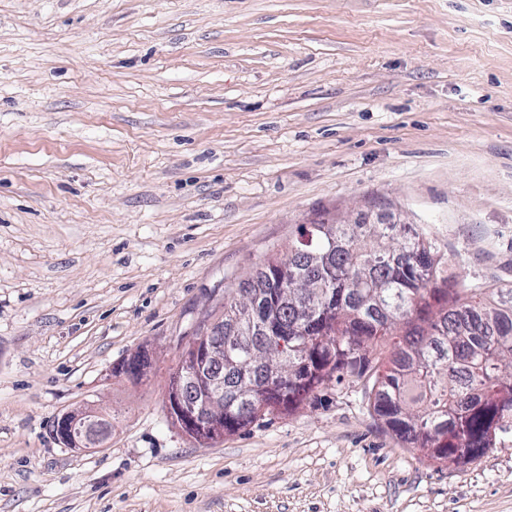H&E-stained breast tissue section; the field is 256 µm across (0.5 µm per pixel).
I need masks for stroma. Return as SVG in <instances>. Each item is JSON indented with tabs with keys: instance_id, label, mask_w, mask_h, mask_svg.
I'll return each instance as SVG.
<instances>
[{
	"instance_id": "stroma-1",
	"label": "stroma",
	"mask_w": 512,
	"mask_h": 512,
	"mask_svg": "<svg viewBox=\"0 0 512 512\" xmlns=\"http://www.w3.org/2000/svg\"><path fill=\"white\" fill-rule=\"evenodd\" d=\"M364 212L512 287V0H0V512H512V432L437 464L357 383L208 444L167 413L225 290ZM68 415L70 418L60 421L59 426H57L58 433L65 440L71 441L70 446L83 448L89 442L80 437V429L82 425L87 423L90 414L85 411H72Z\"/></svg>"
}]
</instances>
